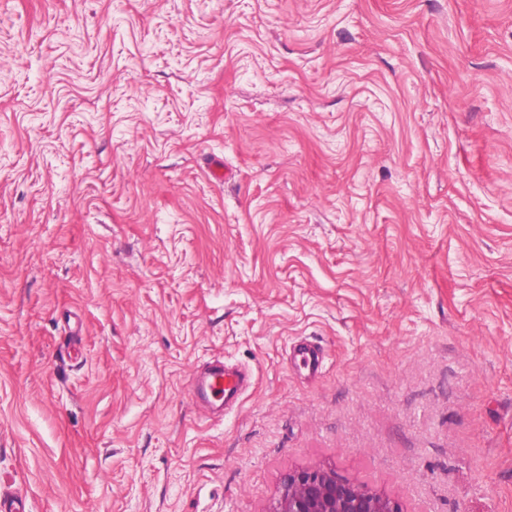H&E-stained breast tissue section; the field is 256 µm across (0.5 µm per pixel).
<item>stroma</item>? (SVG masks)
Listing matches in <instances>:
<instances>
[{"instance_id": "stroma-1", "label": "stroma", "mask_w": 512, "mask_h": 512, "mask_svg": "<svg viewBox=\"0 0 512 512\" xmlns=\"http://www.w3.org/2000/svg\"><path fill=\"white\" fill-rule=\"evenodd\" d=\"M315 467L512 512V0H0V492L271 512ZM294 360L299 367L314 376L321 372L325 362V354L318 342L304 339L295 347ZM249 383L251 377L247 372L225 369L224 364L217 361L211 364L208 379L204 382L194 380L191 390L197 400L217 397L227 402L236 399Z\"/></svg>"}]
</instances>
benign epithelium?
Segmentation results:
<instances>
[{"mask_svg": "<svg viewBox=\"0 0 512 512\" xmlns=\"http://www.w3.org/2000/svg\"><path fill=\"white\" fill-rule=\"evenodd\" d=\"M273 512H401L399 503L328 468L288 473Z\"/></svg>", "mask_w": 512, "mask_h": 512, "instance_id": "benign-epithelium-1", "label": "benign epithelium"}]
</instances>
